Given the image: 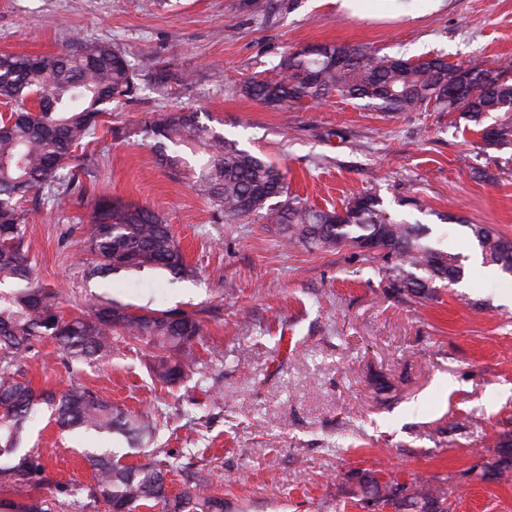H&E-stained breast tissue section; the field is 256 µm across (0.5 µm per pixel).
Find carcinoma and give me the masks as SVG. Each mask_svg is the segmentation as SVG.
<instances>
[{
	"label": "carcinoma",
	"instance_id": "carcinoma-1",
	"mask_svg": "<svg viewBox=\"0 0 512 512\" xmlns=\"http://www.w3.org/2000/svg\"><path fill=\"white\" fill-rule=\"evenodd\" d=\"M278 69L276 79H249L242 96L273 109L317 103L333 92L382 112H415L433 104L478 127L482 149L512 148L509 62L488 69L452 64L442 56L412 60L324 44L315 54L304 49L286 54ZM138 80L127 53L104 41L78 39L53 56L0 53V102L9 107L0 114V489L43 484L40 454L28 451L10 462L42 405L51 408L61 430L120 434L137 442L157 430L151 417L128 414L83 386L57 395L19 380L34 341L50 338L72 360L99 362L112 357L120 339L151 350L150 373L161 384L198 373L194 346L201 344L204 329L197 318L139 312L96 298L86 302L82 314L67 317L59 294L39 284L29 256L30 213L23 201L45 196L58 207L73 202L83 168L76 149L94 137L112 105L136 95ZM141 133L157 163L189 183L226 223L275 224L288 243L315 249L343 243L361 247L377 239L388 248L383 256L389 283L417 298L432 299L437 284L451 286L462 278L459 254L423 243L419 226L394 219L376 195H360L339 210L290 197L282 169L224 137L194 109L155 112L141 122ZM469 228L483 264H512V242L485 225ZM80 244L90 277L145 269L183 277L193 273L164 217L144 206L101 198ZM497 447L498 457L482 470L484 479L512 477V439H499ZM86 457L93 471L90 502H103L110 512H224V501L204 481L170 494L166 474L151 463L125 464L109 448H94ZM371 501L396 512H450L448 489L424 477L401 484L369 476L361 484L359 504L367 508ZM72 506L56 495L0 502L11 512H62Z\"/></svg>",
	"mask_w": 512,
	"mask_h": 512
}]
</instances>
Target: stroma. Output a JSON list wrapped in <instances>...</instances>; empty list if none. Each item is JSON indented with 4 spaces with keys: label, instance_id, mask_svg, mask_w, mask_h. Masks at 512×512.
Masks as SVG:
<instances>
[{
    "label": "stroma",
    "instance_id": "1",
    "mask_svg": "<svg viewBox=\"0 0 512 512\" xmlns=\"http://www.w3.org/2000/svg\"><path fill=\"white\" fill-rule=\"evenodd\" d=\"M413 8L408 18L387 8L360 19L331 0H0V52L107 41L131 64L149 58L176 75L163 87L142 77L136 96L104 117L84 150L77 202L34 207L27 238L40 283L64 294L66 315L97 297L200 320L206 387L158 384L148 349L122 342L109 360L71 367L44 339L21 368L37 388L80 384L160 416L159 437L125 461L176 463L173 492L204 480L224 512H364L362 478L420 474L448 488L453 512H512V482L480 477L495 440L512 436V276L489 274L469 251L474 224L512 241V149L482 151L473 123L431 107L381 112L334 94L281 111L240 94L244 80L274 76L286 51L314 44L465 66L512 59V0ZM183 106L277 163L290 193L315 206L370 192L397 219L427 225L431 245L460 253L462 280L424 302L392 292L382 252L290 246L274 225L218 221L136 133L146 114ZM103 196L162 213L192 275L86 276L75 229ZM377 375L390 392L378 391ZM90 445L40 412L23 447L41 454L46 483L0 499L41 498L62 484L86 512H108L88 502L93 474L81 453Z\"/></svg>",
    "mask_w": 512,
    "mask_h": 512
}]
</instances>
